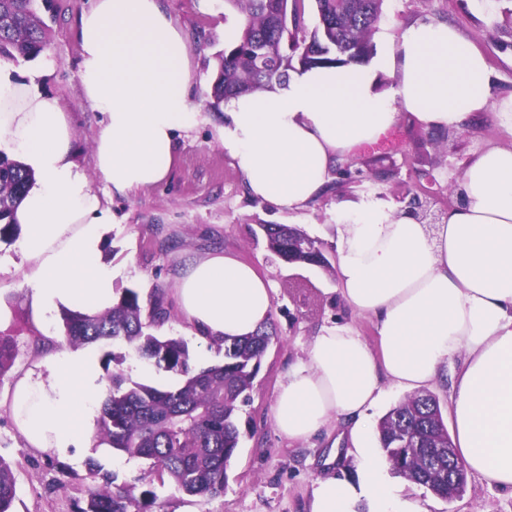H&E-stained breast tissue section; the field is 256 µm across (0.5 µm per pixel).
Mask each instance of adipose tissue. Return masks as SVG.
Wrapping results in <instances>:
<instances>
[{"instance_id": "obj_1", "label": "adipose tissue", "mask_w": 512, "mask_h": 512, "mask_svg": "<svg viewBox=\"0 0 512 512\" xmlns=\"http://www.w3.org/2000/svg\"><path fill=\"white\" fill-rule=\"evenodd\" d=\"M76 36L83 95L104 115L94 137L102 191L73 160L59 100L0 62V149L35 173L15 212L20 256H0V269L21 273L44 323L64 309L112 308L113 270L102 259L112 211L102 197L162 183L177 134L201 120L188 46L162 0H93ZM381 73L392 93L377 90ZM222 108L221 145L251 194L291 212L400 113L436 130L495 110L506 141L473 158L460 180L463 203L440 223L420 224L375 194L337 209L338 292L373 320L378 345L347 326L324 327L280 383L273 419L294 442L338 425L347 437L354 475L318 479L308 512H428L387 477L371 413L387 387L413 391L445 378L460 462L512 493V100L496 103L481 51L453 26L421 18L367 66L300 68L285 87L230 97ZM174 298L205 346L252 335L273 314L270 281L220 251L187 262ZM101 394L96 350L63 343L18 376L0 408L24 447L62 456L88 446Z\"/></svg>"}]
</instances>
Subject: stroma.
<instances>
[{
	"label": "stroma",
	"instance_id": "obj_1",
	"mask_svg": "<svg viewBox=\"0 0 512 512\" xmlns=\"http://www.w3.org/2000/svg\"><path fill=\"white\" fill-rule=\"evenodd\" d=\"M91 4L36 0L35 8L49 26L47 45L35 59L15 64L21 77L39 70L40 91L59 99L74 130V159L89 174L94 171L93 138L103 116L81 90L74 24ZM164 6L186 35L199 79L211 83L215 56L225 46L224 25L243 24L244 15L228 0H212L206 12L199 10L198 0H164ZM418 18L453 25L485 55L498 101L512 99V0H383L378 26L396 35ZM211 102L204 97L199 125L178 135L175 165L163 183L110 199L112 231L102 258L112 265L116 290H134L144 301L157 292L173 301L184 262L209 250L236 253L270 280L276 336L261 360L249 403L237 413L239 447L227 468L224 492L215 497L185 494L171 481L159 480L150 461L128 457L97 438L91 447L74 449L69 459L35 453L22 447L8 412L0 409V457L11 462L16 478L12 512H73L99 484L88 472L91 461L117 484L133 488L139 512H306L316 479L352 475L354 465L345 456V444H333L331 438L293 443L282 437L272 412L277 388L323 326L345 324L370 346L378 344L372 319L348 309L337 292V206L374 193L403 206L423 187L431 192V212L444 214L465 166L482 149L504 141L501 127L488 116L472 117L462 129L434 131L403 114L391 128L393 142L357 148L345 173H333L316 202L288 213L248 193L219 142L224 113ZM265 224H286L316 239L328 268L279 259L266 246ZM29 301L30 290L16 271L0 273V304L9 309L0 330L17 343L13 368L0 377V393L13 384L17 371L39 359L50 335L63 333L60 316L46 327L34 321ZM153 332L183 338L194 369L224 361L221 351H201L193 328L179 314ZM95 348L103 378L120 371L132 381L162 389L181 380L139 359L124 343L99 342ZM403 487L405 493L431 501L430 512H512L511 495L488 488L472 474L463 496L450 501L409 481Z\"/></svg>",
	"mask_w": 512,
	"mask_h": 512
}]
</instances>
